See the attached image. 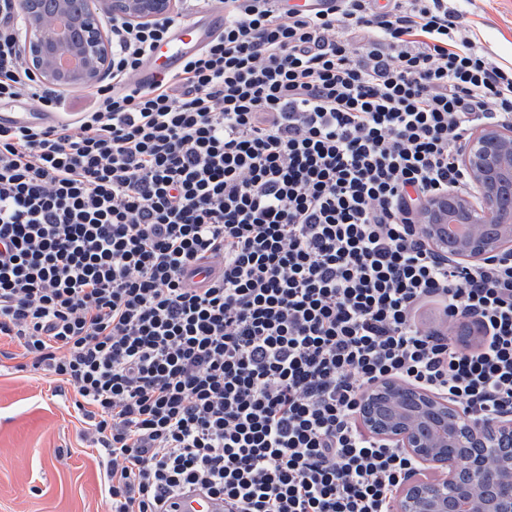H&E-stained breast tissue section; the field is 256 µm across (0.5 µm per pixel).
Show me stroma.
Segmentation results:
<instances>
[{
	"instance_id": "35a3bbf8",
	"label": "stroma",
	"mask_w": 512,
	"mask_h": 512,
	"mask_svg": "<svg viewBox=\"0 0 512 512\" xmlns=\"http://www.w3.org/2000/svg\"><path fill=\"white\" fill-rule=\"evenodd\" d=\"M503 65L512 66V0H448ZM0 340V512H108L95 450L49 375Z\"/></svg>"
}]
</instances>
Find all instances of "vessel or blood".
I'll list each match as a JSON object with an SVG mask.
<instances>
[{"mask_svg":"<svg viewBox=\"0 0 512 512\" xmlns=\"http://www.w3.org/2000/svg\"><path fill=\"white\" fill-rule=\"evenodd\" d=\"M336 0H279L280 9L316 13L334 8ZM224 26V9L221 4L199 13L179 24L160 52L147 56L137 73L143 83L152 82L162 74L177 73L184 60L195 50L210 42ZM55 119L51 112H1L0 125L47 124ZM179 512H224V503L200 494H193L182 504Z\"/></svg>","mask_w":512,"mask_h":512,"instance_id":"1","label":"vessel or blood"}]
</instances>
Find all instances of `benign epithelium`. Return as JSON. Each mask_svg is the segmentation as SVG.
I'll list each match as a JSON object with an SVG mask.
<instances>
[{
  "label": "benign epithelium",
  "mask_w": 512,
  "mask_h": 512,
  "mask_svg": "<svg viewBox=\"0 0 512 512\" xmlns=\"http://www.w3.org/2000/svg\"><path fill=\"white\" fill-rule=\"evenodd\" d=\"M176 0H93L79 15L70 0H55L75 38L63 42L44 17L42 0H15L24 38L18 41L30 72L43 84L83 89L109 71L112 44L105 32L114 17L148 23L173 11ZM459 163L474 194L450 190L429 199L418 223L433 249L461 265L488 256L512 260V220L500 206V189L512 186V129L484 126L462 144ZM468 225L447 239L445 225ZM358 422L364 430L403 451L421 468L404 479L395 512H512V413L475 420L460 406L428 390L388 378L364 392ZM487 493L474 507L470 486Z\"/></svg>",
  "instance_id": "7a95c632"
}]
</instances>
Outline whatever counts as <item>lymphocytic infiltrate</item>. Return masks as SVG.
I'll use <instances>...</instances> for the list:
<instances>
[{
	"label": "lymphocytic infiltrate",
	"mask_w": 512,
	"mask_h": 512,
	"mask_svg": "<svg viewBox=\"0 0 512 512\" xmlns=\"http://www.w3.org/2000/svg\"><path fill=\"white\" fill-rule=\"evenodd\" d=\"M13 15L0 0V103L63 111ZM454 16L224 0L223 29L146 86L184 15L115 18L91 107L0 127V337L77 395L110 512L192 490L234 512H393L415 462L360 428L368 384L512 411V262L450 264L417 225L467 186L461 140L512 128V67ZM427 303L444 327L419 322ZM471 315L474 347L450 331Z\"/></svg>",
	"instance_id": "1"
}]
</instances>
